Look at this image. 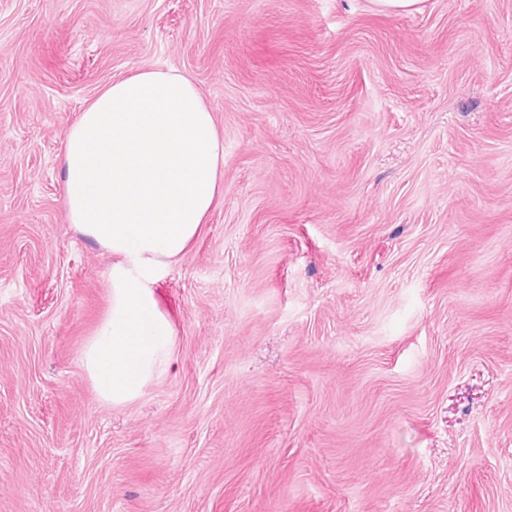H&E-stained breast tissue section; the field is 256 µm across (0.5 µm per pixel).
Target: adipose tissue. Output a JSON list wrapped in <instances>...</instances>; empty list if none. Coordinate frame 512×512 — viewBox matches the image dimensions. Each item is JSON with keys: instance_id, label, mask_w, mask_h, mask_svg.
I'll use <instances>...</instances> for the list:
<instances>
[{"instance_id": "1", "label": "adipose tissue", "mask_w": 512, "mask_h": 512, "mask_svg": "<svg viewBox=\"0 0 512 512\" xmlns=\"http://www.w3.org/2000/svg\"><path fill=\"white\" fill-rule=\"evenodd\" d=\"M223 165L211 108L190 77L170 69L112 81L68 130L70 221L118 258L108 314L81 355L108 405L137 400L170 364L175 331L153 286L215 206Z\"/></svg>"}]
</instances>
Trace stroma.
<instances>
[{
  "mask_svg": "<svg viewBox=\"0 0 512 512\" xmlns=\"http://www.w3.org/2000/svg\"><path fill=\"white\" fill-rule=\"evenodd\" d=\"M174 69L224 194L102 403L67 131ZM0 512H512V0H0ZM371 2L381 12L410 14L420 12L425 0H371Z\"/></svg>",
  "mask_w": 512,
  "mask_h": 512,
  "instance_id": "35a3bbf8",
  "label": "stroma"
}]
</instances>
